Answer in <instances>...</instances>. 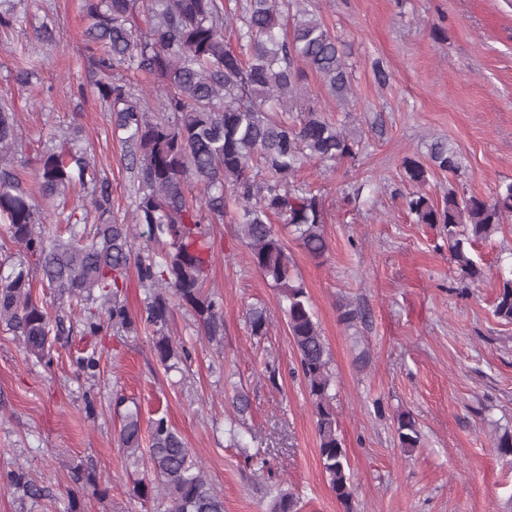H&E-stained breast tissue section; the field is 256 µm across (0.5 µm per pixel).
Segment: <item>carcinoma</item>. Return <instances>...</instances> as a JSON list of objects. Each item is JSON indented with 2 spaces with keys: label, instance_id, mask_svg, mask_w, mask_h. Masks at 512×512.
<instances>
[{
  "label": "carcinoma",
  "instance_id": "obj_1",
  "mask_svg": "<svg viewBox=\"0 0 512 512\" xmlns=\"http://www.w3.org/2000/svg\"><path fill=\"white\" fill-rule=\"evenodd\" d=\"M137 0H89L92 25L84 31L85 49L100 80L102 100L112 108L113 133L125 145L138 169L136 220L112 221L109 182L83 152L47 150L37 157L32 191L23 182L16 115L0 103V223L14 243L37 257L42 279L59 300L83 309L84 326L98 331L112 325L118 334L133 335L143 322L153 327V350L162 364L174 356L168 335L170 299L194 312L202 335L217 342L224 335L223 299L204 292L214 261L202 212L231 217L250 249L255 268L276 288L287 320L300 369L311 401L320 462L331 490L345 512H352L353 488L346 450L338 434L329 353L303 284L292 273V261L275 232L278 217L294 228L300 245L314 258L327 243L322 200L296 180L307 163H340L356 156L357 143L345 127L299 101L307 72L316 74L339 103L353 96L347 53L339 39L303 6V0H148L154 26L138 32L130 22ZM14 0H0V35L20 22ZM235 29L237 45L224 39ZM38 57L23 48L12 71L21 84L33 75ZM145 72L157 80V117L145 96L112 79L116 69ZM301 113L297 121L283 112ZM436 169L456 173L457 155L443 142L430 148ZM406 178L427 181L417 160L403 162ZM200 186L199 202L186 200L184 185ZM87 189L85 201L98 213L88 229L72 209L66 218L69 237L47 236L38 199L64 198L72 186ZM419 224H443L448 248L462 278L475 280L481 268L468 255L475 241L495 232L512 216V183L492 197L448 191L443 205L417 193L407 200ZM145 231L136 233L138 226ZM146 245L133 250L136 236ZM135 267L148 298L134 317L121 292L130 267ZM494 314L512 322V277L501 278ZM251 333H267L266 311L253 307L247 315ZM0 323L19 336L26 354L39 361L50 352V336L67 331L65 316H50L33 299L32 277L24 263L0 276ZM121 425L119 440L127 458L141 457L138 405L116 400ZM403 448H415L419 431L408 413L396 417ZM149 469L152 479L136 492L162 499L165 512H224V497L209 483L182 436L168 419L149 422ZM8 486L23 498L38 499L45 490L17 472ZM271 512H295L293 494L277 490Z\"/></svg>",
  "mask_w": 512,
  "mask_h": 512
}]
</instances>
